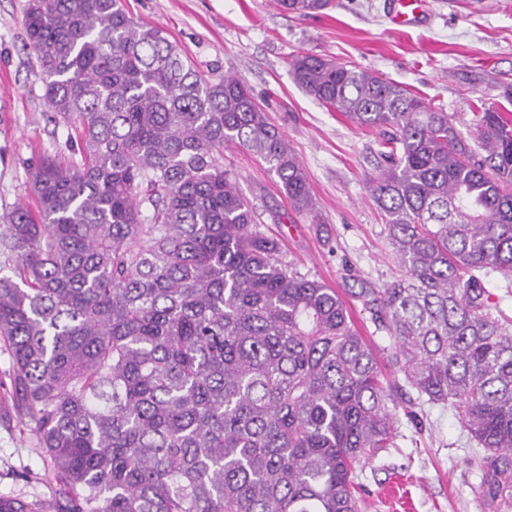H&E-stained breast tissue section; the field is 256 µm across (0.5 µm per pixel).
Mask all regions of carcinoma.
<instances>
[{
	"mask_svg": "<svg viewBox=\"0 0 512 512\" xmlns=\"http://www.w3.org/2000/svg\"><path fill=\"white\" fill-rule=\"evenodd\" d=\"M301 16L328 0H276ZM28 46L80 160L44 157L0 224V380L57 472L0 512H359L357 465L394 445L398 386L336 289L280 259L224 167L240 147L312 215L307 173L246 85L206 74L125 0H29ZM297 84L382 135L369 197L401 274L356 293L386 366L458 416L491 512H512V121L442 108L316 55Z\"/></svg>",
	"mask_w": 512,
	"mask_h": 512,
	"instance_id": "1",
	"label": "carcinoma"
}]
</instances>
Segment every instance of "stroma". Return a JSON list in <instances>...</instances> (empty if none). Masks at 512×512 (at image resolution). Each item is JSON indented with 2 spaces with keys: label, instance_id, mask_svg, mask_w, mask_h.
Returning <instances> with one entry per match:
<instances>
[{
  "label": "stroma",
  "instance_id": "stroma-1",
  "mask_svg": "<svg viewBox=\"0 0 512 512\" xmlns=\"http://www.w3.org/2000/svg\"><path fill=\"white\" fill-rule=\"evenodd\" d=\"M431 15L392 25L389 0H331L299 16L273 0H127L136 20L161 28L202 71H234L285 135L302 162L317 216L292 210L278 179L249 151L230 147L224 162L262 211L267 234L285 260L346 298L364 335L375 330L356 293L383 287L398 270L367 180L376 173V131L352 124L294 82L291 60L315 54L383 74L442 107L463 135L480 108L507 107L512 87V0H429ZM28 0H0V216L33 203L29 170L39 158H77L75 132L55 123L43 73L27 45ZM404 416L394 448L358 466L361 512H487L481 476L467 465L470 444L455 413L421 405L415 391L400 400ZM423 420L414 428L407 412ZM56 472L10 402L0 399V496L47 498Z\"/></svg>",
  "mask_w": 512,
  "mask_h": 512
}]
</instances>
